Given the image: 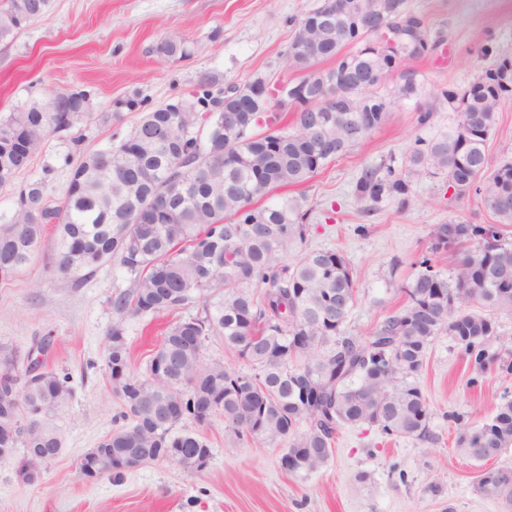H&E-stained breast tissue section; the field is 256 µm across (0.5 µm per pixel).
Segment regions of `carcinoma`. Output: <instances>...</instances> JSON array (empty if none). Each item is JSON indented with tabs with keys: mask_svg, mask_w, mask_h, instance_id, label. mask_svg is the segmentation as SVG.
Here are the masks:
<instances>
[{
	"mask_svg": "<svg viewBox=\"0 0 512 512\" xmlns=\"http://www.w3.org/2000/svg\"><path fill=\"white\" fill-rule=\"evenodd\" d=\"M357 9L382 14V29L357 42L335 40L311 24L316 10L301 15L293 38L313 45L315 53L298 59L293 46L288 65L325 83L308 95L323 110L334 90L336 68L319 69L341 57L356 72L381 66L378 44L399 29V66L420 57L413 29L428 38L423 18L412 25L404 0H351ZM49 0H6L0 7V38L40 18ZM159 51L182 60L194 48L168 38ZM507 69L498 60L467 88L449 87L437 100L459 112L455 128L430 140H416L401 165L365 167L353 197L370 216L386 200L405 207L415 182L442 174L456 196H478L482 206L512 190V162L490 169L487 142L498 122L497 92L512 93L492 73ZM210 77L199 93L184 100L183 112L162 108L147 113L129 133L107 149L87 153L74 168L62 204L48 202L41 182L25 185L9 217L0 216V277L21 273L37 257L63 276L92 274L116 261L135 276L134 287L112 297L116 321L107 334L106 369L121 402L126 424L99 444L112 449L115 463L104 476L121 480L129 468L118 459L132 450L143 464L170 462L198 472L212 455L209 440L179 428L186 420L203 425L215 414L241 437L285 445L288 473L307 476L323 468L332 441L345 426L370 423L388 436L430 439L429 408L415 381L427 348L441 335L460 347L477 374L496 368L512 371L498 343L496 318L512 315V242L497 227L450 221L433 230L430 252L467 245L453 280L434 270L423 255L418 272L401 287L404 304L363 337L346 328L359 289L349 261L334 248L305 250L288 260L291 249L307 241L309 210L305 198L276 191L308 181L389 118L388 105L419 95L420 83L408 69L386 98L370 89L350 93L344 111L333 113L327 143L312 137L303 113L292 130L279 127L278 112H244L243 127L224 131V113L205 112L211 101ZM51 101L27 102L0 115V186L11 185L33 153L52 132L69 130L82 112H50ZM361 127L356 136L350 128ZM205 128V135L195 131ZM161 131L165 140L150 139ZM266 203H261V200ZM52 226L49 249L42 239ZM346 313L331 311L336 299ZM199 302L201 312L180 311ZM165 314L160 347L146 371H129L125 322ZM220 339L247 361L253 372L203 360V349ZM32 353L10 351L0 358V461H17L21 481L54 459L48 449L63 445L55 423L73 397L66 380L43 368L28 375ZM501 452L512 447V399H503L478 424L465 427L458 452L476 460L485 437ZM476 490L503 512H512V466L482 471Z\"/></svg>",
	"mask_w": 512,
	"mask_h": 512,
	"instance_id": "obj_1",
	"label": "carcinoma"
}]
</instances>
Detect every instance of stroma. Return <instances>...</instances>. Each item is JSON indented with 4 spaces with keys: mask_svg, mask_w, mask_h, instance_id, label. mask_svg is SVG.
<instances>
[{
    "mask_svg": "<svg viewBox=\"0 0 512 512\" xmlns=\"http://www.w3.org/2000/svg\"><path fill=\"white\" fill-rule=\"evenodd\" d=\"M322 0H50L48 11L0 39V114L60 92L87 95L90 115L67 132L47 136L14 185L0 187V213L16 206L20 186L43 182L60 204L82 153L110 146L146 112L190 98L201 74L216 87L257 78L293 83L300 70L283 53L291 20ZM423 16L435 51L408 67L421 84L418 102H406L388 122L307 182L287 187L311 210L307 248H337L359 288L348 317L351 335L364 336L404 303L400 291L411 264L428 252L435 225L451 220L490 224L477 196L457 199L444 176L414 186L409 207L382 203L363 217L353 191L364 167L403 160L416 139L455 128L459 115L437 104L440 89L465 87L502 57L512 58V0H405ZM191 41L194 53L173 60L158 53L168 38ZM491 47L482 56V47ZM433 107L431 123H416V104ZM134 277L116 262L92 276L64 279L39 259L0 281V346L27 352L41 340L48 368L66 377L71 403L56 423L64 450L28 485L10 462L0 463V512H500L475 484L481 463L463 458L455 441L462 426L490 415L512 398V374L475 376L460 348L445 335L428 347L416 378L430 407L432 441L383 434L376 426L342 428L325 467L308 477L280 467L279 445L238 439L223 416L204 426L214 450L208 466L189 473L157 463L128 473L121 483L84 482L80 457L121 426V404L105 367L112 298ZM164 318L125 323L131 372L144 373L158 346Z\"/></svg>",
    "mask_w": 512,
    "mask_h": 512,
    "instance_id": "stroma-1",
    "label": "stroma"
}]
</instances>
